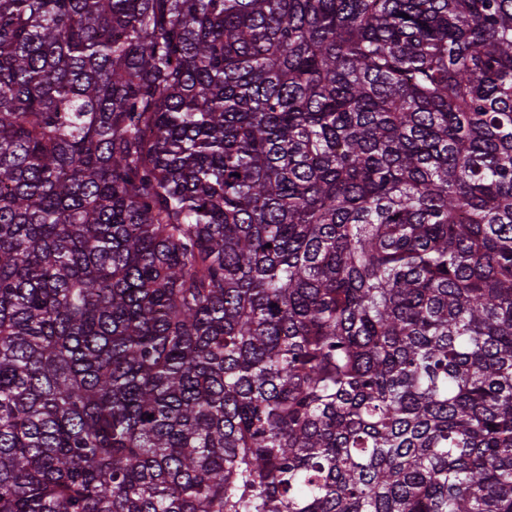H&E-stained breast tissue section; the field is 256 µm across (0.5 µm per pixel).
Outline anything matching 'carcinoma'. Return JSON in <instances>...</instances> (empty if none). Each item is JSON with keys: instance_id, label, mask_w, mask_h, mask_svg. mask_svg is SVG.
I'll return each mask as SVG.
<instances>
[{"instance_id": "carcinoma-1", "label": "carcinoma", "mask_w": 512, "mask_h": 512, "mask_svg": "<svg viewBox=\"0 0 512 512\" xmlns=\"http://www.w3.org/2000/svg\"><path fill=\"white\" fill-rule=\"evenodd\" d=\"M0 512H512V0H0Z\"/></svg>"}]
</instances>
